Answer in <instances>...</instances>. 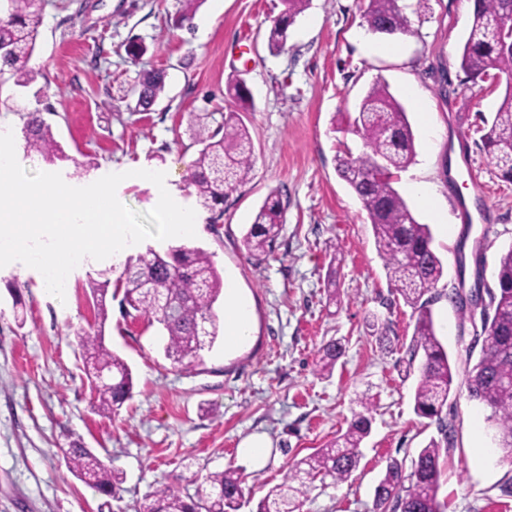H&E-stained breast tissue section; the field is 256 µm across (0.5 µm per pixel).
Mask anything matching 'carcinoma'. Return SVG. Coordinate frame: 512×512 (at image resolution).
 Masks as SVG:
<instances>
[{
    "instance_id": "carcinoma-1",
    "label": "carcinoma",
    "mask_w": 512,
    "mask_h": 512,
    "mask_svg": "<svg viewBox=\"0 0 512 512\" xmlns=\"http://www.w3.org/2000/svg\"><path fill=\"white\" fill-rule=\"evenodd\" d=\"M286 10L268 32L270 51L281 50L288 40V28L304 12L310 0H283ZM399 0H368L364 20L374 34H405L410 21ZM43 0H7L6 17L0 19V76L10 73L17 86L26 87L39 73L28 67L42 24ZM512 12V0H474L461 68L475 80L494 72L505 79L502 101L482 136L484 149L501 179L512 181V41L504 29ZM160 72L144 78L137 105L146 109L163 93ZM237 109L221 115L197 116L194 144L199 146L191 162L189 183L194 188L196 208L209 214L207 223L216 224L224 215V198L248 180L253 169V141L239 113L252 108V97L241 82L228 86ZM216 127H211V123ZM365 151L340 160L339 171L361 200L372 227L387 277L417 318L409 362L420 359L419 380L414 393L417 416L434 419L441 438L431 439L404 474L398 460L389 463L374 490L373 512H444L438 499L442 475L441 458L449 456L454 444V427L442 416L448 404L454 374L448 353L437 336L426 297L444 274L442 261L433 248L429 225L417 221L394 187V177L416 156L412 126L401 104L388 86L376 81L363 97L352 123ZM25 148L41 154L55 165L68 160L56 141L51 126L36 113L28 114ZM283 224V207L270 194L255 214L243 238L247 252L261 256L272 252ZM109 280L88 278L95 305V328L79 336L80 345L92 360L88 380L95 394V408L103 415L116 412L130 397L133 377L128 364L104 347V330L109 319ZM116 288L123 290L121 305L150 322H157L167 336L165 356L174 365L193 366L203 362L202 352L210 348L220 332L213 306L223 281L211 255L200 249L170 247L160 253L151 248L129 258ZM491 326L482 333L481 353L466 371L465 385L471 398L491 409L498 435L499 461L512 465V246L498 259L495 285L486 289ZM345 352V346L331 340L319 351L317 367L330 373ZM346 431L312 454L293 461L283 483L270 489L258 502L256 512H299L300 497L313 483L331 478L347 480L362 458V442L371 434L372 405L360 402ZM76 476L100 492H116L119 476L90 448L76 443L63 450ZM245 476L237 468L207 476L195 495L182 496L162 485L146 496L137 512H239L243 505Z\"/></svg>"
}]
</instances>
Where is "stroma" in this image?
Listing matches in <instances>:
<instances>
[{"instance_id": "obj_1", "label": "stroma", "mask_w": 512, "mask_h": 512, "mask_svg": "<svg viewBox=\"0 0 512 512\" xmlns=\"http://www.w3.org/2000/svg\"><path fill=\"white\" fill-rule=\"evenodd\" d=\"M366 0H311L289 29L285 47L270 52L266 32L282 0H204L183 19V0H45L38 45L29 65L34 84L0 85V132L12 131L18 162L28 171L55 170L75 187L131 168L162 171L174 200L191 206L186 177L197 148L190 115L235 110L229 81L251 92L243 120L253 138L248 180L230 192L219 223L197 212L189 247L211 255L224 284L251 311L253 333L237 350L223 339L200 365L172 366L158 323L123 314L112 301L108 349L132 370L133 396L105 417L94 407L77 333L95 323L89 275L120 276L137 247L83 261L69 275L64 298L49 294L43 276L23 263L0 268V512H135L167 483L194 495L209 474L233 466L246 477V504L280 484L293 460L344 432L361 402L373 407L372 432L358 469L343 482L308 493L301 512H372L374 488L391 460L410 464L436 421L414 410L417 368L408 364L416 315L389 282L367 214L338 172L359 155L350 123L376 79L400 101L416 136L414 162L399 173L428 183L448 215L432 224L427 206L406 202L430 225L445 273L431 303L437 334L454 366L446 409L454 447L438 498L446 512H512L502 485L512 466L492 449L490 410L469 398L465 374L481 346L448 299L461 255L483 249V275L493 283L501 252L512 245V183L498 178L482 148L504 85L473 81L460 68L470 23L465 0H428L416 10L403 0L411 31L398 53L369 34ZM146 53L131 58V42ZM165 73V89L148 111L136 107L145 72ZM40 113L67 159L48 166L24 149L28 113ZM284 223L273 253L254 257L242 239L270 192ZM335 265L340 304L327 305L324 278ZM339 339L345 354L332 374L316 366L319 348ZM263 435L261 462L241 451ZM91 448L120 477L115 495L82 482L63 456L72 443Z\"/></svg>"}]
</instances>
